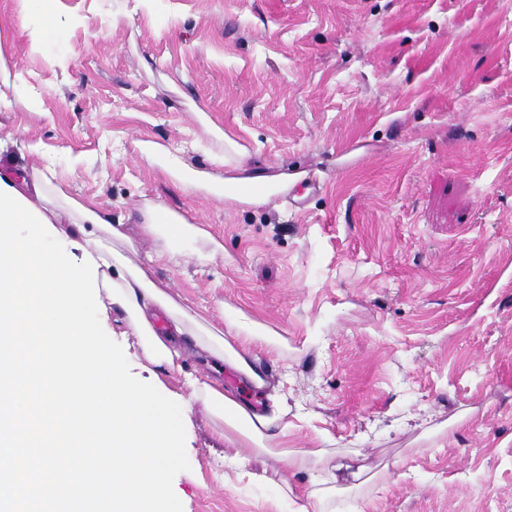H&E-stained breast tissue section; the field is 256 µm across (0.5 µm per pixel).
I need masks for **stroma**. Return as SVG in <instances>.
I'll use <instances>...</instances> for the list:
<instances>
[{"instance_id": "obj_1", "label": "stroma", "mask_w": 512, "mask_h": 512, "mask_svg": "<svg viewBox=\"0 0 512 512\" xmlns=\"http://www.w3.org/2000/svg\"><path fill=\"white\" fill-rule=\"evenodd\" d=\"M44 164L181 307L262 333L263 387L180 361L288 406L259 453L192 401L183 512H297L328 458L368 474L331 512H512V0H0V169ZM240 165L290 186L227 206ZM147 209L207 236L143 237ZM112 329L151 381L117 307ZM285 449L323 459L291 474Z\"/></svg>"}]
</instances>
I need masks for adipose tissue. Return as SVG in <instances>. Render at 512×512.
<instances>
[{
	"instance_id": "1",
	"label": "adipose tissue",
	"mask_w": 512,
	"mask_h": 512,
	"mask_svg": "<svg viewBox=\"0 0 512 512\" xmlns=\"http://www.w3.org/2000/svg\"><path fill=\"white\" fill-rule=\"evenodd\" d=\"M0 181L15 188L24 198L41 202L40 212L49 222H56L57 210L67 212L68 226L61 230V237L81 244L96 260L100 290L109 305L123 309L138 335L144 336V351L152 366L161 370L177 368L184 354L199 346L206 349L209 360L250 374L244 356L232 349L225 339L229 333L247 340L257 336V329L244 316L229 320L225 331L220 332L208 327L200 317L187 313L155 288L142 270L129 267L123 255L112 248L110 241L116 231L108 215L70 197H62L58 202L51 200L48 194L52 186L50 171L35 168L28 172H6L0 174ZM279 191L275 178L265 174L231 177L224 181V202L234 207H260ZM160 310L166 312L170 320L162 336L153 328V320ZM186 386L192 398L202 399L216 418L254 446H262L269 413L241 404L219 378L202 380L190 376Z\"/></svg>"
}]
</instances>
